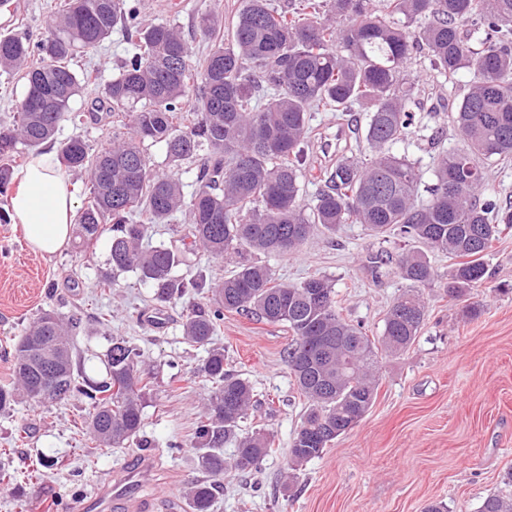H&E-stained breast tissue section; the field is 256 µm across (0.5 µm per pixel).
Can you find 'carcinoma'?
Here are the masks:
<instances>
[{
    "label": "carcinoma",
    "instance_id": "obj_1",
    "mask_svg": "<svg viewBox=\"0 0 512 512\" xmlns=\"http://www.w3.org/2000/svg\"><path fill=\"white\" fill-rule=\"evenodd\" d=\"M117 28L135 52L105 84L100 108L119 122L129 119L128 132L94 153L82 137H71L59 143L58 157L87 179L75 222L80 258L90 260L110 225L111 273L98 281L100 295L112 292V273L126 271L149 284L159 304L209 295V309L193 305L183 321L184 336L208 347L199 375L210 385L190 441L206 477L190 482L184 495L189 512H212L225 472L249 473L273 452L266 433L239 434L254 388L224 369V350L211 346L224 313L254 314L293 333L288 367L307 407L289 448L291 478L363 419L376 397L380 359L404 352L425 319V303L411 287L386 313L382 334L370 337L342 316L329 278L279 282L243 253L288 255L317 225L334 231L362 224L377 236L391 233L454 259L446 285L451 297L483 279V257L501 227L512 228V202L482 193L483 165L512 161V0H384L381 11L370 0H302L298 11L246 0L227 46L216 16L200 17L208 47L195 65L179 26L145 22L134 0H60L50 7L39 44L21 33L0 37V71L26 85L25 109L0 133L1 197H8L25 152H38L64 122L83 123L71 104L98 71L78 73L69 63ZM420 50L445 77L473 73L469 92L448 115L466 149L438 158L423 204L416 202L418 162L393 153L413 125L408 62ZM319 106L369 113L366 147L323 172L324 189L306 213L299 198L309 172L310 112ZM146 142L165 143L176 167L205 152L193 194L185 195L175 176L153 171ZM177 212L192 224L194 243L235 260L220 283L203 269L188 280L176 276V247H143L147 225L165 224ZM398 269L413 286L436 276L421 252L401 254ZM81 323L78 314L45 310L28 324L13 366L17 386L0 387V411L19 391L43 407L76 399L97 447L119 448L142 429L148 383L138 369L141 355L113 336L105 374L88 375L74 342ZM229 441L236 448L226 458ZM56 463L43 456L31 472L0 468V482L40 476ZM480 512H512V498L489 493Z\"/></svg>",
    "mask_w": 512,
    "mask_h": 512
}]
</instances>
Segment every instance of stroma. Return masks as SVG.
Here are the masks:
<instances>
[{
	"instance_id": "obj_1",
	"label": "stroma",
	"mask_w": 512,
	"mask_h": 512,
	"mask_svg": "<svg viewBox=\"0 0 512 512\" xmlns=\"http://www.w3.org/2000/svg\"><path fill=\"white\" fill-rule=\"evenodd\" d=\"M139 3L147 21L170 20L187 33L198 14L215 8L229 19L244 0ZM132 52L117 30L96 51L74 59L72 67L95 68L106 82ZM409 67L418 76L415 126L394 151L419 161L425 175L418 200L424 203L438 157L462 145L448 114L472 75L462 70L439 76L424 53ZM365 124L360 111L313 110L308 152L317 173L304 180L302 206H310L323 186L319 171L357 154ZM189 229L180 217L149 225L148 239L154 245L186 246L179 276L203 269L213 280L223 279L231 263L191 248ZM110 247L106 233L90 262L80 261L69 246L47 258L29 249L20 225L0 223V386L14 384V348L29 321L49 308L82 312L85 328L76 344L87 369L101 370L108 337H125L140 349L148 382L140 437L149 446L131 442L94 450L92 436L79 426L77 400L46 409L19 398L11 410L0 412V465L20 468L43 455L60 457L61 463L47 476L15 487L0 483V512H78L101 479L142 454L152 457L153 472L128 512H171L170 502L182 500L187 482L202 476L189 442L209 394L208 384L196 375L206 351L183 336L185 302L158 304L136 273H121L111 295L97 297ZM401 251L396 239L382 242L363 225L342 224L332 233L314 229L296 253L268 257L267 263L281 282L331 278L343 317L377 336L386 311L407 286L398 273ZM428 257L436 278L418 288L427 313L415 342L402 355L381 360L371 409L291 481L288 448L304 411L287 363L293 335L281 324L225 313L213 344L223 349L227 369L248 378L262 401L243 427L270 433L276 450L260 472L225 474L214 512H423L433 501L445 503L448 512H479L490 492L512 496V482L504 479L512 470V228L493 242L482 283L464 297L454 299L445 291L451 259L434 251ZM474 304L479 311L472 316L467 309ZM98 310L110 314L107 327L97 324ZM158 311L165 316L163 326L145 322V315Z\"/></svg>"
}]
</instances>
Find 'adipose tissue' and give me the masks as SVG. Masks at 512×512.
Here are the masks:
<instances>
[{"instance_id": "ef3b65f1", "label": "adipose tissue", "mask_w": 512, "mask_h": 512, "mask_svg": "<svg viewBox=\"0 0 512 512\" xmlns=\"http://www.w3.org/2000/svg\"><path fill=\"white\" fill-rule=\"evenodd\" d=\"M18 179L11 199L13 220L34 252L53 255L71 239L75 188L49 147L31 157Z\"/></svg>"}]
</instances>
